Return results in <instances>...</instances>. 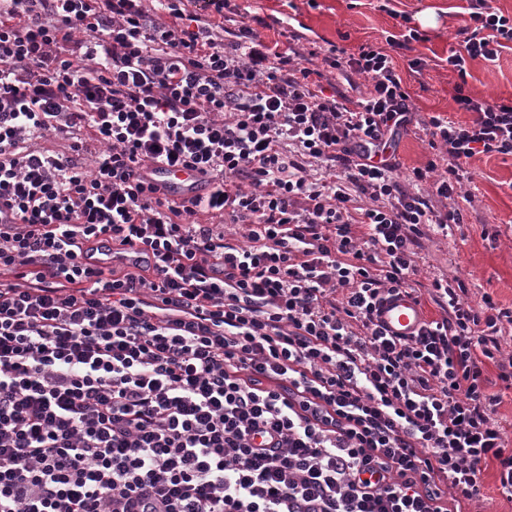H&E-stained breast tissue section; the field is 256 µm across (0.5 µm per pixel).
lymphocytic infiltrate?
<instances>
[{
	"label": "lymphocytic infiltrate",
	"instance_id": "obj_1",
	"mask_svg": "<svg viewBox=\"0 0 512 512\" xmlns=\"http://www.w3.org/2000/svg\"><path fill=\"white\" fill-rule=\"evenodd\" d=\"M466 2L462 77L512 43L511 15ZM240 13L0 0V512H466L491 463L512 502V307L421 290L417 264L462 223L470 159L512 157V101L456 86L473 120L429 116L403 180L393 54L422 33L312 68L292 31L227 29ZM336 71L368 92L328 94ZM155 161L214 192L171 201ZM424 292L438 317L389 334L382 305ZM427 139L422 125L416 124V121L408 126L407 131H401L395 137L393 149L400 162V169L397 171L400 178L406 177L413 167L423 165L431 157L430 150L427 148Z\"/></svg>",
	"mask_w": 512,
	"mask_h": 512
}]
</instances>
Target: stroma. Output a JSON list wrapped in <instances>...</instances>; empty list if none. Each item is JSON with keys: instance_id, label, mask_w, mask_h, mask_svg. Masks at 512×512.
I'll list each match as a JSON object with an SVG mask.
<instances>
[{"instance_id": "stroma-1", "label": "stroma", "mask_w": 512, "mask_h": 512, "mask_svg": "<svg viewBox=\"0 0 512 512\" xmlns=\"http://www.w3.org/2000/svg\"><path fill=\"white\" fill-rule=\"evenodd\" d=\"M248 15L263 18L266 28L259 34L264 40L276 37L269 29L271 21L280 28L297 29L299 48L315 44H342L347 51L371 43L384 45L388 35L400 33L398 20L378 6L377 0H239ZM463 0H395V9L405 12L411 26H418L420 13L434 11L438 24L426 28V38L412 43L410 50L397 56L396 63L410 94L409 104L418 121L401 132L394 150L400 163L399 177L430 157L421 119L435 114L467 124L472 113L458 110L453 101L454 88L464 84L466 93L488 101L512 99V51H504L493 63L477 59L467 64V78H459L447 63L457 41V29L465 21L458 11ZM420 59L421 69L409 62ZM475 178L469 186L473 196L464 204V222L452 236L429 234L422 240L423 275L426 278H458L467 289V298L480 303L490 294L497 303L512 305V159L477 156L470 162Z\"/></svg>"}]
</instances>
